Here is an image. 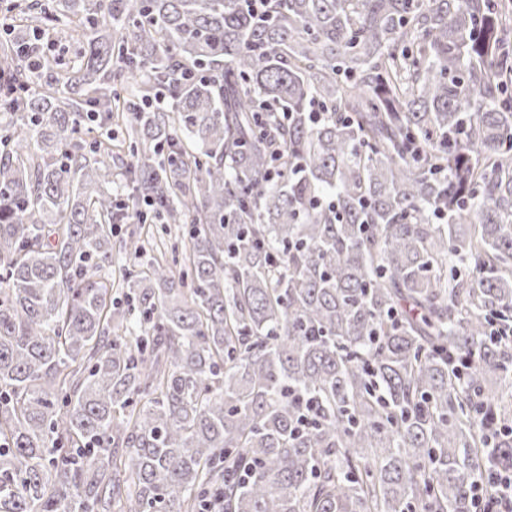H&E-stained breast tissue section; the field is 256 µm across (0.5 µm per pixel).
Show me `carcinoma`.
<instances>
[{
  "mask_svg": "<svg viewBox=\"0 0 512 512\" xmlns=\"http://www.w3.org/2000/svg\"><path fill=\"white\" fill-rule=\"evenodd\" d=\"M263 3L0 5V512H473L512 470V0ZM116 115L190 229L114 282Z\"/></svg>",
  "mask_w": 512,
  "mask_h": 512,
  "instance_id": "carcinoma-1",
  "label": "carcinoma"
}]
</instances>
